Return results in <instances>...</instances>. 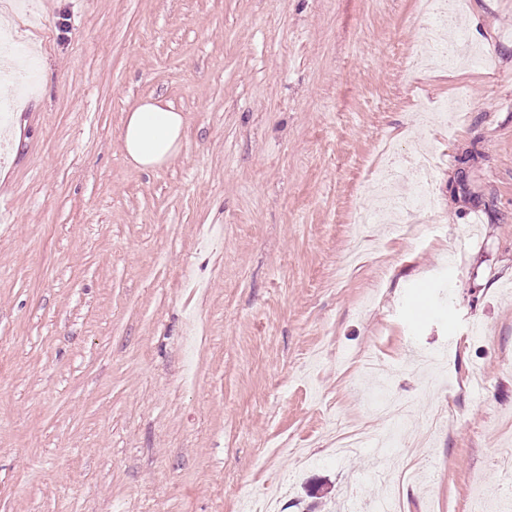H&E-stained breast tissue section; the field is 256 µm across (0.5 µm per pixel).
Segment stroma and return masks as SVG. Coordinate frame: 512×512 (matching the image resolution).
I'll return each mask as SVG.
<instances>
[{
  "label": "stroma",
  "instance_id": "stroma-1",
  "mask_svg": "<svg viewBox=\"0 0 512 512\" xmlns=\"http://www.w3.org/2000/svg\"><path fill=\"white\" fill-rule=\"evenodd\" d=\"M35 68L0 159V512H467L512 455V0L488 60L408 66L418 0H25ZM185 118L146 171L148 97ZM464 97L463 115L434 112ZM429 150L437 221L362 224L385 143ZM184 117L168 102L148 98L127 113L121 135L124 156L142 169H156L180 153Z\"/></svg>",
  "mask_w": 512,
  "mask_h": 512
}]
</instances>
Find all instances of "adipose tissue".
Here are the masks:
<instances>
[{
	"label": "adipose tissue",
	"mask_w": 512,
	"mask_h": 512,
	"mask_svg": "<svg viewBox=\"0 0 512 512\" xmlns=\"http://www.w3.org/2000/svg\"><path fill=\"white\" fill-rule=\"evenodd\" d=\"M184 117L168 102L149 98L127 113L121 135L125 157L142 169H156L180 153Z\"/></svg>",
	"instance_id": "1"
}]
</instances>
